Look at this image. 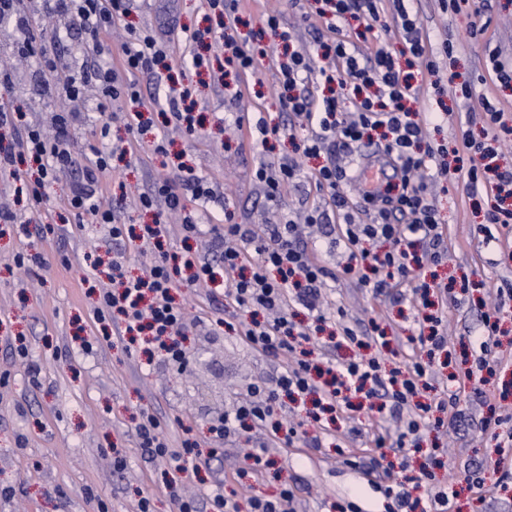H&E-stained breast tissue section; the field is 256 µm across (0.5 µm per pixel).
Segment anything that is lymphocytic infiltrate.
I'll use <instances>...</instances> for the list:
<instances>
[{"label": "lymphocytic infiltrate", "mask_w": 512, "mask_h": 512, "mask_svg": "<svg viewBox=\"0 0 512 512\" xmlns=\"http://www.w3.org/2000/svg\"><path fill=\"white\" fill-rule=\"evenodd\" d=\"M55 7L69 17L70 28L88 33L90 51L104 55L102 33L108 32L115 19L135 9V0H53ZM318 10L331 34L322 43L328 66H316L306 53L292 52L281 64L276 94L280 106L298 119V127L267 126L252 122L249 115L237 114V129L253 134L254 144H267L270 139L289 138L296 157L277 165L260 164L255 178L267 200L279 197L282 188L296 180L301 172V159L317 158L321 164L311 177L320 191L327 193L330 205L340 219L337 238L345 247L346 258L340 273L372 295L391 293L396 288L411 289L422 306L432 299H447V285H429L417 280L416 272L424 266H438L448 259L445 226L425 185L416 174L427 162L438 161L442 172H449L448 150L433 146L424 139V130L437 115L418 107L422 86L412 81L410 67L419 66L427 72L437 68L436 55L452 53V43H443L434 51L421 32L416 13L410 12L404 0H394L391 17L381 16L377 0H321ZM241 0H208V9L217 20L220 35L213 58L199 52L189 54L194 68L217 61L222 74H233L238 86H248L259 58L266 49L260 43L241 39L237 34V14ZM13 23L30 54L40 59L55 58L58 36L36 33L30 23L24 0H0V21ZM365 22L367 28L402 34L399 54L405 65H397L396 55L387 44L363 49L346 38L344 27L349 21ZM176 17L165 18L159 29L127 28L117 48L119 67L100 66L90 75L103 97L97 111H107L108 101L127 98L142 102L143 96L133 74L150 68L166 57L163 30H174ZM55 136L44 135L35 126L25 129L23 150L0 151V172L21 179L24 164L39 165L38 177L26 184L32 207L47 199L46 190L58 171L75 164L67 136L69 119L56 115ZM376 140L379 152L394 160L393 175L385 185H368L364 166L345 167L336 156L352 153L365 141ZM512 141V125L508 124L497 103L482 97L479 113H467L460 136V148L469 157L466 191L490 198L478 227L485 241L495 238L497 228L512 226V168H501L496 158L507 142ZM132 144L124 147L94 149V159L85 167L81 180L71 189L68 205L77 212L90 213L96 223L112 227L113 239L137 233L141 249L150 251L154 261L145 276L130 277L125 273L127 257L116 254L112 260V286L100 293L96 315L98 320H111L112 334L136 344L145 339L147 345L173 366L185 361L181 339L188 323L184 306L174 299L183 287L201 286L224 281V297L228 304L246 313L245 318L226 322L225 328L253 350L280 359L282 365L272 384L250 385L247 394L233 412L225 414L213 428L217 443L236 440L242 432L252 429L269 431L274 444L288 448L300 440V424L277 421L275 415L285 399L313 396L314 403L324 411L340 414L353 410L351 397L364 393L378 400L379 410L401 420L395 435L372 431L366 458L355 459L369 485L384 487L392 494L399 512L409 506L405 490L384 485L395 467L394 457L416 447L421 435L447 425L461 426L464 416L457 408L458 390L467 381H482L492 370L490 343L501 332L503 306L482 315V332L476 342L481 354L474 367L464 374L449 375L448 393L434 398L432 404L418 402L421 388L427 387L432 375V352L442 349L446 338L438 332L409 337L411 353L397 366L382 369L377 358L341 361L331 354L312 359L310 345L324 324H332L336 336L358 347L387 346L386 330L376 320H369L363 332L346 325L343 314L326 316L321 309V290L332 276L317 258L318 245L304 246L295 224H270L262 232L236 223L232 211H225L224 225L215 240L214 258L197 262L179 260L177 254L163 248L169 233L163 219L133 227L116 216L99 200L95 188L100 178L110 172L112 157L132 154ZM357 188L360 204L369 212L367 223H356L351 214L349 188ZM217 193L206 177L190 172L179 182L158 179L152 194L141 196L143 207H152L155 199H163L167 210L181 213V228L187 237L200 233L192 214L186 213L184 199L207 204ZM223 274H216V267ZM438 410L440 418L430 419V410ZM138 425L140 445L152 456H168L179 472L199 471L204 457L196 443L186 441L181 447H169L160 421L149 412H141ZM295 494L282 488L268 499L252 498L246 505L225 496L223 490L211 493L206 501L182 497L178 512H294Z\"/></svg>", "instance_id": "lymphocytic-infiltrate-1"}]
</instances>
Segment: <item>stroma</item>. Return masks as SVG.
<instances>
[{
	"label": "stroma",
	"mask_w": 512,
	"mask_h": 512,
	"mask_svg": "<svg viewBox=\"0 0 512 512\" xmlns=\"http://www.w3.org/2000/svg\"><path fill=\"white\" fill-rule=\"evenodd\" d=\"M180 28L170 42L168 65L180 85L189 87L201 115L197 136L173 132V154H154L155 130L138 134V159L117 163L101 180L100 200L128 224H148L152 213L142 210L139 196L153 181L166 177L179 181L178 163L210 179L222 201H229L241 223L259 230L286 220L303 223L307 211L324 208L326 196L317 191L309 174L282 193L266 201L254 172L260 164H273L291 154L289 140L275 141L273 148L240 147V133L233 125L238 111L233 87L180 67V59L193 48L191 32L206 26V0H173ZM423 34L433 46L449 41L452 55L437 59L438 71L425 74L422 108L440 113L438 125L430 126L432 143L454 147L460 138V116L467 109H479V95L498 101L507 122H512V86L493 82L477 85V98L464 100L454 95L450 74L459 78L488 72L489 49L498 47L503 57H512V0H491L487 16L475 14L473 5L460 12L443 11L437 0H414ZM32 25L51 34L62 32V44L54 69H46L38 57L14 51L18 34L8 22H0V64L15 70L11 87H0V103L23 112L32 125L55 133L53 117L59 112L76 113L69 129L77 163L93 158L92 147L127 138L125 114L129 105L114 102L111 111L95 108L99 91L86 84L79 97L67 96L64 87L79 77L88 38L81 31H67L65 14L48 10L43 0H31ZM282 12L292 26L295 50H314L328 38L321 19L303 21L288 0H244L239 13L240 38H252L261 17ZM487 24L482 42L469 41L472 25ZM270 45L267 57L259 59L245 103L251 112L269 124H293L282 112L275 96L277 59L283 47L273 36L263 38ZM74 172H67L48 188V198L32 209L26 195L12 194L11 208L16 224L0 223V512H137L141 498H149L153 512H177L175 494L206 499L215 486L239 498H269L282 486L296 492V512H338L348 501H356L362 512H391L394 505L383 491L369 486L361 472L339 455L336 443L350 453L361 454L366 440L360 431L368 422L363 412L320 427L305 420L294 407L283 411L287 419L302 423L306 432L300 448L272 447L266 433L250 431L238 441L226 444L210 471L196 477L178 473L173 460H148L138 445L135 425L140 411L153 412L160 419L170 447H181L185 436H193L202 449L212 448L211 427L225 411L238 403L249 384L269 379L275 366L262 353L247 348L218 326L224 316V291L220 288L182 289L191 326L184 345L187 359L182 368L165 365L161 358L146 359L130 351L123 342L102 338L95 316L100 289L112 285V258L125 248L128 270L141 274L144 257L134 241L116 243L109 225L94 223L90 215H75L68 206ZM447 191L436 194V205L447 226L448 261L424 268L423 278L437 277L457 293L449 304L442 331L448 338L445 351L430 379L428 396L439 394L449 373H460L472 365L470 343L481 329L483 307L504 303V336L495 349L499 360L496 373L483 389L497 394L512 390V300L502 301L500 289L512 286V259L504 254L499 240L512 237L504 228L498 241L483 242L476 226L482 220L485 201L469 196L462 178L449 180ZM62 224L61 235L43 237L42 224ZM26 232H19V225ZM21 252L40 253L42 264L19 267L14 257ZM96 268H89V261ZM471 281L462 290L463 281ZM328 309H344L348 322L375 318L396 331L381 357L386 366L401 362L408 345L406 338L419 309L414 295L394 300L376 298L344 279L330 283ZM21 342L27 357H19L9 345ZM39 385H32V378ZM459 407L467 424L462 430L428 431L419 451H407L406 468L393 471L395 481L418 475L421 463H428L438 484H452L455 495L450 512H512V483H500L502 470L498 455L479 421L487 411L472 391L459 395ZM265 452L272 464L263 479L248 475L247 453ZM126 459L116 469L114 455ZM481 471L483 488L471 483L472 471ZM175 489H168V481Z\"/></svg>",
	"instance_id": "obj_1"
}]
</instances>
